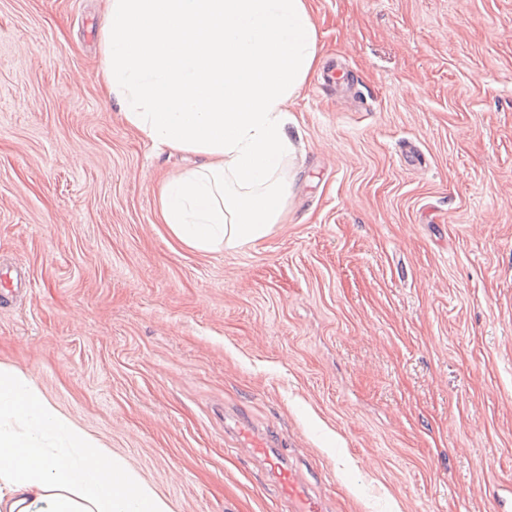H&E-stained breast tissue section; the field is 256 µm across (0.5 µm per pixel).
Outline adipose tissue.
Returning a JSON list of instances; mask_svg holds the SVG:
<instances>
[{"instance_id":"adipose-tissue-1","label":"adipose tissue","mask_w":512,"mask_h":512,"mask_svg":"<svg viewBox=\"0 0 512 512\" xmlns=\"http://www.w3.org/2000/svg\"><path fill=\"white\" fill-rule=\"evenodd\" d=\"M101 80L154 146L197 158L157 216L180 244L237 249L288 210L286 105L319 64L308 0H106ZM0 512H170L25 375L0 367Z\"/></svg>"}]
</instances>
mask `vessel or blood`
<instances>
[{
    "instance_id": "vessel-or-blood-1",
    "label": "vessel or blood",
    "mask_w": 512,
    "mask_h": 512,
    "mask_svg": "<svg viewBox=\"0 0 512 512\" xmlns=\"http://www.w3.org/2000/svg\"><path fill=\"white\" fill-rule=\"evenodd\" d=\"M238 442L263 461L289 512H317V500L297 471L273 453L269 441L247 421L236 427Z\"/></svg>"
}]
</instances>
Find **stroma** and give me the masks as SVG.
Masks as SVG:
<instances>
[{"label": "stroma", "instance_id": "stroma-1", "mask_svg": "<svg viewBox=\"0 0 512 512\" xmlns=\"http://www.w3.org/2000/svg\"><path fill=\"white\" fill-rule=\"evenodd\" d=\"M105 0H0V364L171 512H512V0H313L284 223L193 251L99 83ZM237 441L249 448L252 455L263 461L277 487L279 496L290 512H318L317 499L299 476L270 448L269 441L260 435L247 421H240L236 427Z\"/></svg>", "mask_w": 512, "mask_h": 512}]
</instances>
